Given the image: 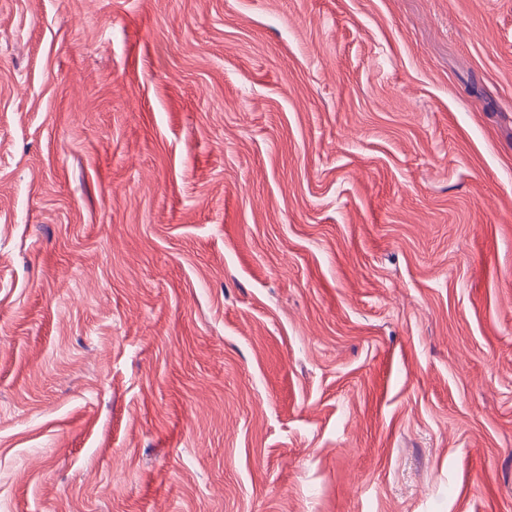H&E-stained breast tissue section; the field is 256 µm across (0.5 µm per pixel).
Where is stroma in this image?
Here are the masks:
<instances>
[{"label":"stroma","instance_id":"35a3bbf8","mask_svg":"<svg viewBox=\"0 0 512 512\" xmlns=\"http://www.w3.org/2000/svg\"><path fill=\"white\" fill-rule=\"evenodd\" d=\"M0 512H512V0H0Z\"/></svg>","mask_w":512,"mask_h":512}]
</instances>
